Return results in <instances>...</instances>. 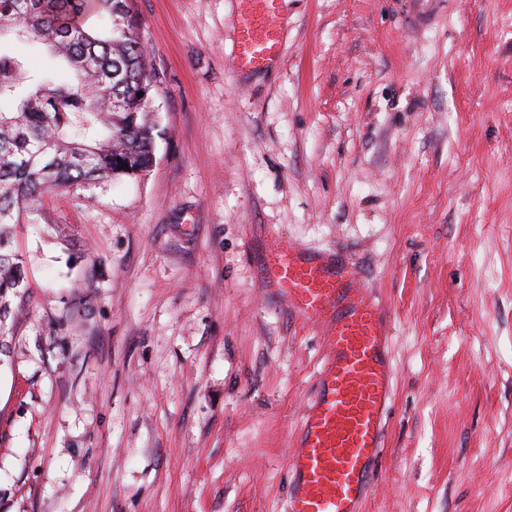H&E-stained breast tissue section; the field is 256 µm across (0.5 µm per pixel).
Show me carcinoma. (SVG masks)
<instances>
[{
    "label": "carcinoma",
    "instance_id": "carcinoma-1",
    "mask_svg": "<svg viewBox=\"0 0 512 512\" xmlns=\"http://www.w3.org/2000/svg\"><path fill=\"white\" fill-rule=\"evenodd\" d=\"M91 14L107 26L89 24ZM16 41L44 48L52 66L31 71L6 48ZM164 83L130 0H0V100L12 104L0 110L1 336L11 334L13 300L27 287L14 225L35 223L37 202L53 189L93 192L147 175Z\"/></svg>",
    "mask_w": 512,
    "mask_h": 512
}]
</instances>
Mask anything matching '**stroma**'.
I'll return each instance as SVG.
<instances>
[{
    "label": "stroma",
    "instance_id": "stroma-1",
    "mask_svg": "<svg viewBox=\"0 0 512 512\" xmlns=\"http://www.w3.org/2000/svg\"><path fill=\"white\" fill-rule=\"evenodd\" d=\"M133 0L157 162L15 227L0 512H285L327 350L259 279L277 238L364 268L393 325L362 512H512V0ZM238 16L239 43L236 67L261 69L280 60L283 47L281 8L283 0H243Z\"/></svg>",
    "mask_w": 512,
    "mask_h": 512
}]
</instances>
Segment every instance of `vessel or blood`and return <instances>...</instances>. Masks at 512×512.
Returning <instances> with one entry per match:
<instances>
[{
	"label": "vessel or blood",
	"instance_id": "1",
	"mask_svg": "<svg viewBox=\"0 0 512 512\" xmlns=\"http://www.w3.org/2000/svg\"><path fill=\"white\" fill-rule=\"evenodd\" d=\"M244 2L236 66L268 67L282 56V0ZM260 277L292 313L320 327L327 348L291 457L286 512H360L392 399L385 309L363 288L358 265L285 238L266 255Z\"/></svg>",
	"mask_w": 512,
	"mask_h": 512
}]
</instances>
